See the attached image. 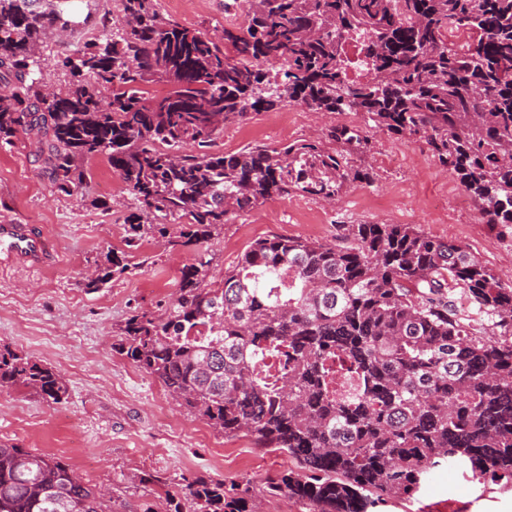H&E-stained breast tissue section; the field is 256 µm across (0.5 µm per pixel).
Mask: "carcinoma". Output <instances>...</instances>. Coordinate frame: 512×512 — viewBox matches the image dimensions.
<instances>
[{
    "label": "carcinoma",
    "mask_w": 512,
    "mask_h": 512,
    "mask_svg": "<svg viewBox=\"0 0 512 512\" xmlns=\"http://www.w3.org/2000/svg\"><path fill=\"white\" fill-rule=\"evenodd\" d=\"M75 0H0V142L42 144L53 189L107 157L138 203L126 246L146 236L194 249L174 297L119 327L116 352L226 436L283 450L296 467L263 490L311 512H371L417 492L443 465L512 483V280L467 248L411 224H343L336 240L255 241L221 279L201 246L231 217L290 191L327 202L372 180L352 156L372 132L419 137L452 169L483 220L512 229V0H245V19L207 37L121 0L110 35L60 57L42 82V36L80 25ZM472 34L457 48L449 33ZM362 38L367 79L346 78ZM278 62L272 75L263 64ZM161 80L171 90L144 96ZM110 92L103 101L95 87ZM356 112L321 142L212 153L224 124L281 105ZM109 248L85 287L136 267ZM357 380L340 398L333 361ZM54 404L53 369L0 345V388ZM188 512H259L250 481L197 478ZM0 512H112V497L59 457L0 444Z\"/></svg>",
    "instance_id": "carcinoma-1"
}]
</instances>
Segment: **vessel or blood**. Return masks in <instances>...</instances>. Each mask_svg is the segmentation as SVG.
I'll use <instances>...</instances> for the list:
<instances>
[{"mask_svg":"<svg viewBox=\"0 0 512 512\" xmlns=\"http://www.w3.org/2000/svg\"><path fill=\"white\" fill-rule=\"evenodd\" d=\"M58 262L49 237L29 224L0 223V266L49 269Z\"/></svg>","mask_w":512,"mask_h":512,"instance_id":"obj_1","label":"vessel or blood"}]
</instances>
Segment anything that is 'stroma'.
<instances>
[{
  "label": "stroma",
  "mask_w": 512,
  "mask_h": 512,
  "mask_svg": "<svg viewBox=\"0 0 512 512\" xmlns=\"http://www.w3.org/2000/svg\"><path fill=\"white\" fill-rule=\"evenodd\" d=\"M226 0H156L159 14L209 36L242 23L244 5ZM90 24L52 37L41 67L47 84L63 87L69 74L58 56L97 36L100 20L121 17L120 0H81ZM353 113H317L287 105L250 114L225 126L212 145L236 152L255 144L280 146L322 140L337 124H358ZM36 140L0 144V221L33 224L51 237L62 261L45 270L0 269V344L52 367L69 395L53 404L25 389H0V444L64 459L89 484L107 486L116 512L153 505L166 512L165 491L184 498L194 479L250 481L261 491L268 475L295 467L287 452L256 447L250 438L227 437L187 415L162 385L112 347L113 332L134 310H157L177 289L189 250H169L160 237L144 238L132 274L90 291L85 273L107 247L124 245L125 224L136 204L106 156L83 163L85 180L71 195L54 192L37 160ZM365 161L370 183L348 185L335 204L291 192L239 213L206 246L214 277L233 268L256 240L275 236L325 242L342 224H412L427 235L465 245L506 278H512V235L464 208L466 192L424 142L375 134ZM373 512H512V487L469 481L462 469L441 467L410 499L377 504Z\"/></svg>",
  "instance_id": "1"
}]
</instances>
